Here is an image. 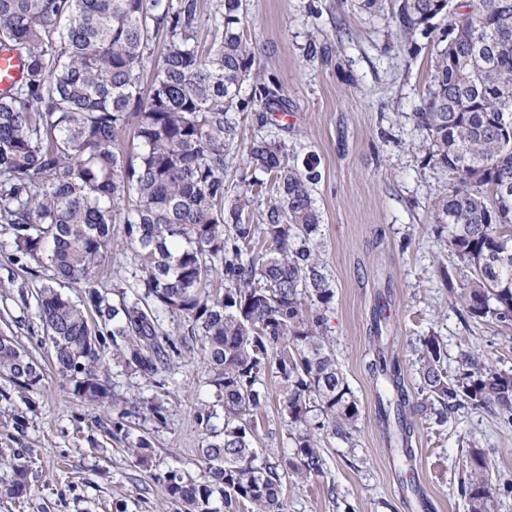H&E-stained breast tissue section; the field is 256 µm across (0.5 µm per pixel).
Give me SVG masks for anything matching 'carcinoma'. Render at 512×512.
I'll use <instances>...</instances> for the list:
<instances>
[{"instance_id":"obj_1","label":"carcinoma","mask_w":512,"mask_h":512,"mask_svg":"<svg viewBox=\"0 0 512 512\" xmlns=\"http://www.w3.org/2000/svg\"><path fill=\"white\" fill-rule=\"evenodd\" d=\"M243 0H0V47L24 61L22 79L0 93V224L16 249L52 270L36 293L38 317L51 335L54 367L72 395L121 416L145 410L164 423L161 400L129 399L104 379L106 340L112 359L154 382L178 353L158 311L184 319L200 337L201 355L224 410L197 413L205 435L198 478L156 474L176 512H285L286 480L325 473L322 442L357 430L356 396L327 345L334 289L310 242L320 226L312 188L317 166L288 160L287 145L254 140L246 147L240 191L226 198L231 151L249 101L285 110L274 79L255 68L243 25ZM449 16L430 89L414 120L426 156L454 180L434 205L448 246L469 270L461 292L466 315L512 329V0H402L399 30L428 28ZM207 26L208 40L201 39ZM267 198L262 222L252 203ZM130 249L134 287L105 303L94 285L112 245ZM85 289V302L55 282ZM112 321L97 332L88 312ZM422 388L445 412L469 404L512 418V372L474 355L454 379L444 371L439 340L420 341ZM404 427L400 367L378 358ZM281 385L278 413L291 448L275 460L256 449L254 416L266 406L268 375ZM0 378L38 385V363L0 336ZM129 452L147 465L151 442ZM13 473L10 493L27 490L23 453L0 455ZM460 494L469 512H489L494 494L479 448L466 455Z\"/></svg>"}]
</instances>
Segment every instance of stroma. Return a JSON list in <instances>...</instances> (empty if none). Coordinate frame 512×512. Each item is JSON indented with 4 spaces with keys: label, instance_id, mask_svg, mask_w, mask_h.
<instances>
[{
    "label": "stroma",
    "instance_id": "1",
    "mask_svg": "<svg viewBox=\"0 0 512 512\" xmlns=\"http://www.w3.org/2000/svg\"><path fill=\"white\" fill-rule=\"evenodd\" d=\"M400 2L378 0L367 9L360 0H246L256 65L277 80L287 111L266 124L240 116V141L264 136L286 143L290 162L313 160L321 173L313 197L320 254L335 291L328 334L361 410L353 440L327 439L324 476L284 484L286 512H409L419 483L431 512H468L457 488L459 463L473 447L484 452L498 487L492 512H512V421L472 406L438 419L420 390V338L438 337L452 374L469 352L512 369V339L462 311L465 270L433 218L450 175L428 164L425 135L413 119L448 21L439 17L431 28L402 36L395 22ZM132 272L130 251L113 247L96 287L111 296L114 287L133 285ZM50 275L18 253L10 229L0 226V335L13 337L44 373L29 391L0 379V451H24L29 466L27 491L16 498L8 493L12 472L0 465V512H164L155 475L201 474L196 414L216 400L201 343L186 339L160 388L121 367L108 369L118 393L164 399L165 422L141 415L126 420L132 436L152 444L151 461L141 466L110 435L116 410L87 411L52 367L34 299ZM379 318L386 329L378 340ZM379 349L401 367L413 450L407 461L398 458L397 427L378 412L384 381L368 364ZM267 384L257 446L274 456L289 441L277 411L279 384L273 377ZM15 417L20 426L12 425Z\"/></svg>",
    "mask_w": 512,
    "mask_h": 512
}]
</instances>
